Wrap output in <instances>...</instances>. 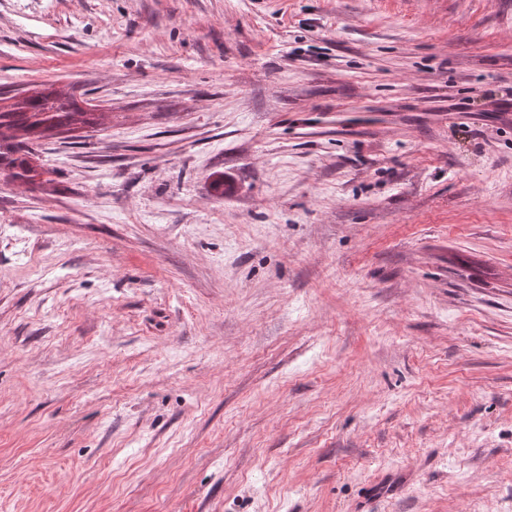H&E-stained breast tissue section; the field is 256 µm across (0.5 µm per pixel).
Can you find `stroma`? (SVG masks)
Wrapping results in <instances>:
<instances>
[{
	"instance_id": "1",
	"label": "stroma",
	"mask_w": 512,
	"mask_h": 512,
	"mask_svg": "<svg viewBox=\"0 0 512 512\" xmlns=\"http://www.w3.org/2000/svg\"><path fill=\"white\" fill-rule=\"evenodd\" d=\"M0 512H512V0H0ZM93 115L77 107L74 99L62 98L55 92H40L0 110V169L8 170L12 178L35 181L38 174L31 175L36 170L28 159L13 155L24 151L23 155L27 156L30 141L50 136L57 130L75 124L93 125Z\"/></svg>"
}]
</instances>
